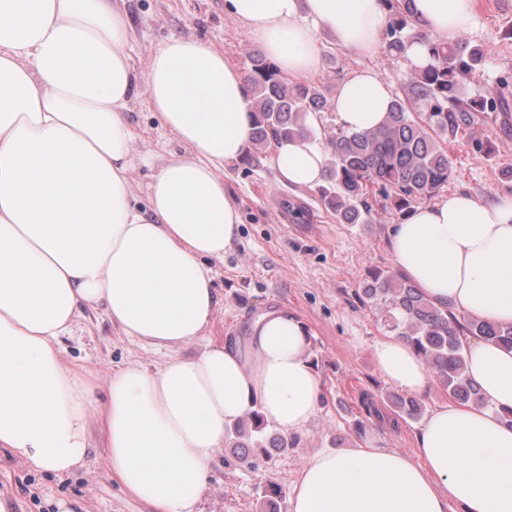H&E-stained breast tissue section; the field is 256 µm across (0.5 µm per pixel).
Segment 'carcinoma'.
<instances>
[{"label":"carcinoma","instance_id":"carcinoma-1","mask_svg":"<svg viewBox=\"0 0 512 512\" xmlns=\"http://www.w3.org/2000/svg\"><path fill=\"white\" fill-rule=\"evenodd\" d=\"M395 7L386 27L385 53L405 58L415 42L423 43L431 62L414 69L392 100L385 122L362 133L339 128L329 141L333 157L318 192L325 205L346 224L371 223L372 205L367 187H379L390 205L402 212L436 196L454 179L455 170L444 140L472 131L478 121L494 112H506L509 101L500 87L482 95H463L464 83L472 78L485 58L479 44L455 41L442 43L415 27L405 3ZM249 99L254 126L251 147L244 156L257 163L267 145L296 136L315 137L307 117L321 112L327 89L310 82H289L265 56L250 55ZM420 111H414V107ZM365 297L384 313L388 331L417 348L428 366L448 391L461 403L484 404L479 389L466 374L463 336L512 348V325L487 320H461L429 301L405 278L389 271H368ZM397 412L412 420L422 416L416 400H390ZM267 423L253 409L229 426L235 448L251 447L266 453V444L289 446L288 438L270 435L248 444L252 434L265 432Z\"/></svg>","mask_w":512,"mask_h":512}]
</instances>
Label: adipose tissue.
<instances>
[{
  "label": "adipose tissue",
  "instance_id": "obj_1",
  "mask_svg": "<svg viewBox=\"0 0 512 512\" xmlns=\"http://www.w3.org/2000/svg\"><path fill=\"white\" fill-rule=\"evenodd\" d=\"M287 77L318 71V34L371 57L381 49L386 0H225ZM427 34L455 40L474 22L473 0H411ZM118 0H0V448L58 475L88 451L96 418L109 473L153 512H200L227 428L252 409L284 435L318 414L320 378L309 332L280 309L260 315L247 345L209 342L218 306L209 259L239 234L225 163L245 154L251 116L245 73L198 38L173 37L137 74ZM146 96L181 149L156 157L148 206L129 187L135 167L130 102ZM391 89L373 70L343 78L340 128L386 118ZM325 149L299 136L276 146L277 178L322 182ZM398 270L435 305L512 325V198L456 192L394 225ZM102 309L133 340L165 351L155 370L131 366L99 383L65 362L62 339L87 309ZM376 370L410 393L431 371L390 335ZM467 373L485 406L439 403L415 457L357 445L319 449L294 480L290 512H512V349L466 342Z\"/></svg>",
  "mask_w": 512,
  "mask_h": 512
}]
</instances>
